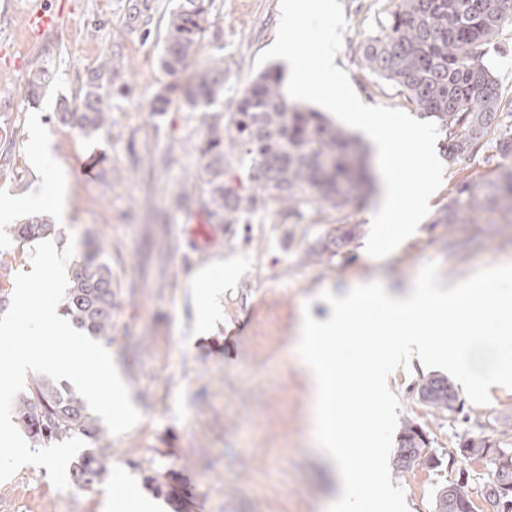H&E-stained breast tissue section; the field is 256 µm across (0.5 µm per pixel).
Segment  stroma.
<instances>
[{
  "label": "stroma",
  "mask_w": 512,
  "mask_h": 512,
  "mask_svg": "<svg viewBox=\"0 0 512 512\" xmlns=\"http://www.w3.org/2000/svg\"><path fill=\"white\" fill-rule=\"evenodd\" d=\"M344 15L337 64L347 71L362 102L418 109L391 83L369 73L363 46L393 10V0H341ZM55 11L54 30L37 33L34 5ZM177 0H155L150 33L130 32V0H0V202L27 200L16 223L38 212L39 176L30 160L42 158L68 186L63 238L74 235L76 252L101 243L117 284L112 331L103 339L126 382L141 419L109 434V472L91 487L60 490L43 467H29L0 482V512H100L105 494L136 476H167L183 492L179 512H326L336 493L335 470L315 443L306 368L297 353L305 309L326 311L321 291L378 282L411 285L419 270L437 262L442 281H461L480 268L512 260V222L503 211L464 215L458 224L433 223L431 215L461 182L495 177L501 160L494 140L475 155L445 165L430 214L390 256L376 259L365 245L364 214L378 196L349 206L357 236L332 263L307 252L336 213L319 223L286 224L276 204L230 226L211 223L198 205L180 203L189 178L205 161L198 150L212 115L238 98L262 70L257 66L278 24L279 0H214L213 23L183 73L191 78L224 66V95L212 105L190 107L180 93L165 111L155 95L174 78L160 57L169 12ZM489 55L504 108L512 107V25L503 27ZM122 54L126 68L112 82L107 125L85 134L57 122L62 100L82 96L101 57ZM52 73L43 93L29 94L32 72ZM226 280L220 310L206 335H198L191 283L198 271ZM423 364L399 367L391 386L400 401L399 422L420 424L438 455L460 437L479 434L512 444V394L486 406L464 401L462 413L427 409L411 391L426 374ZM458 465L392 472L408 512H431L437 486L458 476Z\"/></svg>",
  "instance_id": "35a3bbf8"
}]
</instances>
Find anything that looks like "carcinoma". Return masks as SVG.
<instances>
[{
  "mask_svg": "<svg viewBox=\"0 0 512 512\" xmlns=\"http://www.w3.org/2000/svg\"><path fill=\"white\" fill-rule=\"evenodd\" d=\"M213 0H178L169 15L163 68L178 76L208 29ZM153 21L152 0H134L129 26L143 29ZM512 23V0H398L377 36L364 47L371 73L400 88L420 115L445 133L448 162L456 164L478 152L489 132L497 134L496 147L504 159L512 158V113L500 111L497 78L486 61L490 45L500 29ZM125 68L122 58L107 57L88 77L78 106L63 104L57 120L92 132L101 129L111 111L104 84ZM179 90L187 104L211 103L224 92V66L217 64L195 81L169 85L156 95L155 111L163 112L169 92ZM205 165L207 189L199 204L218 224H239L246 216L262 212L269 200L282 204V222H301L304 210L336 211V223L311 245L309 256L333 259L355 236L357 225L345 214L354 195L370 180L361 146L344 130L333 127L319 112L290 106L280 90V75L260 74L250 88L234 101L228 118L212 116L199 146ZM236 153L256 170L249 192L227 177L226 158ZM493 205L512 215V167L496 178L463 182L434 217L436 224H458L460 215ZM59 233L56 225L32 214L12 228L23 242ZM74 272L63 298L62 314L73 327L95 338L112 330L115 281L103 248L87 242V248L71 260ZM413 391L426 407L438 412L462 411V404L448 377L423 375ZM14 412L36 446L78 437L95 447L85 451L72 468L77 486L91 484L108 473L103 429L95 424L85 400L66 382L40 378L30 392L20 396ZM459 453L482 462L483 472L467 469L458 478L435 490L432 512H473L474 486L496 507L512 512V448H502L485 437H470L459 443ZM402 473L416 466L441 465L429 452L423 428L413 422L403 425L393 459Z\"/></svg>",
  "mask_w": 512,
  "mask_h": 512,
  "instance_id": "obj_1",
  "label": "carcinoma"
}]
</instances>
